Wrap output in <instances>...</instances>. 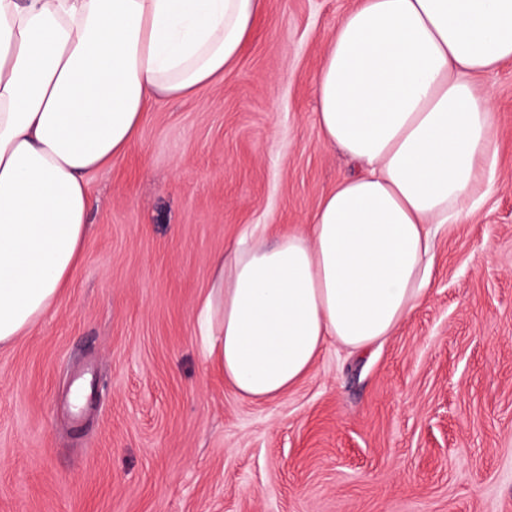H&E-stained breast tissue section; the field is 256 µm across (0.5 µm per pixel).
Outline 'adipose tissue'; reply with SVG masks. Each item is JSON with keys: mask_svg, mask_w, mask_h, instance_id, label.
<instances>
[{"mask_svg": "<svg viewBox=\"0 0 512 512\" xmlns=\"http://www.w3.org/2000/svg\"><path fill=\"white\" fill-rule=\"evenodd\" d=\"M261 0H0V345L57 302L93 201L87 177L146 106L229 71ZM512 0H356L316 75V121L355 166L308 229L244 231L194 305L200 351L240 397L272 401L327 341L393 335L425 298L440 229L498 165L494 100Z\"/></svg>", "mask_w": 512, "mask_h": 512, "instance_id": "obj_1", "label": "adipose tissue"}]
</instances>
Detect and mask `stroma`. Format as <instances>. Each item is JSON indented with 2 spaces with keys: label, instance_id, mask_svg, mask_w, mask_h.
I'll list each match as a JSON object with an SVG mask.
<instances>
[{
  "label": "stroma",
  "instance_id": "obj_1",
  "mask_svg": "<svg viewBox=\"0 0 512 512\" xmlns=\"http://www.w3.org/2000/svg\"><path fill=\"white\" fill-rule=\"evenodd\" d=\"M354 0H262L226 76L149 104L88 177L58 303L0 346V512H512V65L479 76L499 163L440 233L425 301L356 354L325 344L283 397H239L193 305L256 224L309 223L351 172L315 77Z\"/></svg>",
  "mask_w": 512,
  "mask_h": 512
}]
</instances>
